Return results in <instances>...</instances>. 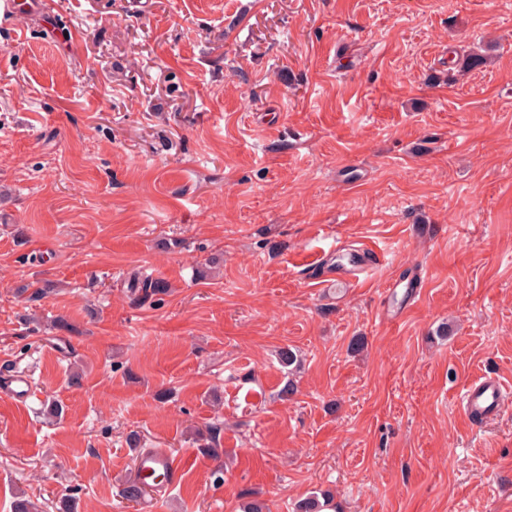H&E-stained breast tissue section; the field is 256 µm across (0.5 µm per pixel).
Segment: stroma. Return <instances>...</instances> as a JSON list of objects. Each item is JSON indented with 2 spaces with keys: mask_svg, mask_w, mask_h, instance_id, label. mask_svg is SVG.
<instances>
[{
  "mask_svg": "<svg viewBox=\"0 0 512 512\" xmlns=\"http://www.w3.org/2000/svg\"><path fill=\"white\" fill-rule=\"evenodd\" d=\"M365 243L369 280L318 287ZM1 366L36 393L0 395V512H141L147 448L182 473L154 512H512V407L475 427L457 400L485 372L512 390V0H54L0 25Z\"/></svg>",
  "mask_w": 512,
  "mask_h": 512,
  "instance_id": "35a3bbf8",
  "label": "stroma"
}]
</instances>
